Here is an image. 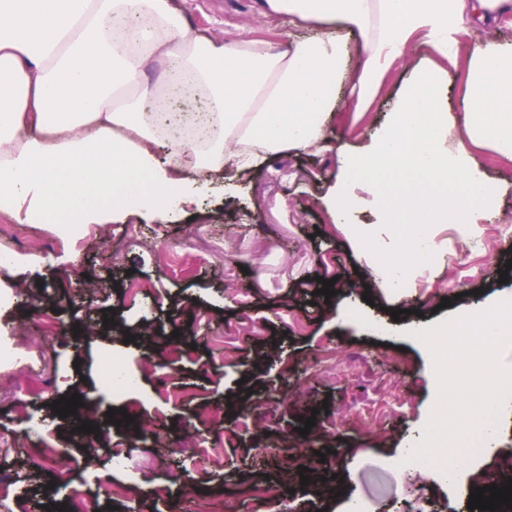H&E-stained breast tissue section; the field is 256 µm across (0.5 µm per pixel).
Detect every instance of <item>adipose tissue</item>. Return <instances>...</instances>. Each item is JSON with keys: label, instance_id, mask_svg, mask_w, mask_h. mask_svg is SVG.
I'll return each mask as SVG.
<instances>
[{"label": "adipose tissue", "instance_id": "1", "mask_svg": "<svg viewBox=\"0 0 512 512\" xmlns=\"http://www.w3.org/2000/svg\"><path fill=\"white\" fill-rule=\"evenodd\" d=\"M180 2L0 0V215L58 224L69 237L132 215L170 218L196 184L235 181L284 150L324 148L340 89L349 87L353 112L368 111L392 64L417 46L430 55L387 129L340 151L327 210L366 257L373 284L392 294L438 255L434 225L470 224L493 208L473 151L512 160V42L469 47L463 121L442 92L448 66L462 59L459 35L495 25L512 0H266L315 32L283 50L199 40ZM177 96L203 99L206 112L167 111ZM385 177L432 188L386 204L407 225L390 245L353 224L349 189L358 181L375 197Z\"/></svg>", "mask_w": 512, "mask_h": 512}]
</instances>
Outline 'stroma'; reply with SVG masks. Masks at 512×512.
<instances>
[{
  "instance_id": "1",
  "label": "stroma",
  "mask_w": 512,
  "mask_h": 512,
  "mask_svg": "<svg viewBox=\"0 0 512 512\" xmlns=\"http://www.w3.org/2000/svg\"><path fill=\"white\" fill-rule=\"evenodd\" d=\"M184 14L202 40L280 46L310 35L287 17L263 14L259 0H184ZM423 56L414 51L393 64L369 112L338 106L328 123L329 149L268 156L234 189L213 183L171 219L90 225L60 245L51 225H18L11 247L50 261L0 271V280L23 284L13 309H0V327L29 326L28 344L38 355L31 367L0 372V433L16 436L0 453V469L15 476L10 512H42L44 497L66 504L75 494L106 512L115 504L105 493L113 482L132 488L115 504L118 512H182L184 485L198 481L206 488L203 512H280L253 477L261 467L282 478L306 512H348L355 501L363 512H469L476 477L512 450V400L496 444L476 457V477L451 486L436 470L423 478L382 472L378 463L407 454L435 391L428 350L407 330L512 295V274H499L512 261V238L497 234L499 225H512V164L475 150L498 187L495 208L465 235L458 225H436L435 266L413 275L398 298L366 291L365 258L323 206L339 150L360 148L385 127ZM325 280L333 281L335 296L320 294ZM342 311L373 329L337 320ZM49 313L58 327L43 325ZM106 317L112 324L104 329ZM105 353L139 379L117 408L146 422L112 424L94 401L88 414L103 430L85 433L77 416L60 417L51 405L89 393ZM217 404L222 416L201 428L194 446L172 452L186 438L185 418ZM34 415L46 424L51 449L37 467L29 460L42 442L22 428ZM310 417L315 425L301 434ZM153 434L165 436L168 447L154 446ZM211 442L224 449L219 473L199 463V450ZM313 450L325 453V463L301 473ZM116 451L126 458L125 472L112 467ZM65 461L76 489L50 491ZM332 474L346 488L337 497H315L301 483ZM158 487L165 496L155 495Z\"/></svg>"
}]
</instances>
